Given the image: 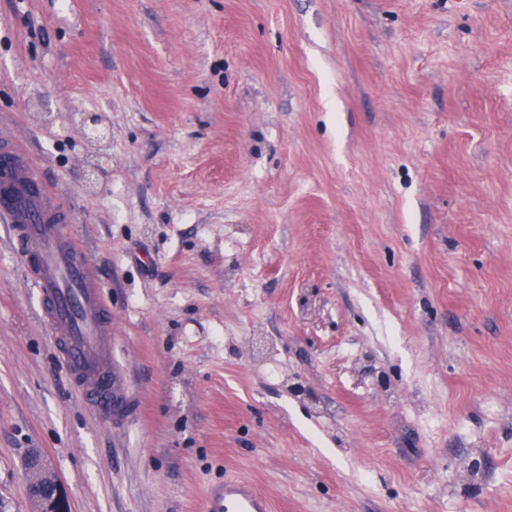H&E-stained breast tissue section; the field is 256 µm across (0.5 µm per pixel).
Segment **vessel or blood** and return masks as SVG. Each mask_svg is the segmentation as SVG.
Here are the masks:
<instances>
[{
    "instance_id": "vessel-or-blood-1",
    "label": "vessel or blood",
    "mask_w": 512,
    "mask_h": 512,
    "mask_svg": "<svg viewBox=\"0 0 512 512\" xmlns=\"http://www.w3.org/2000/svg\"><path fill=\"white\" fill-rule=\"evenodd\" d=\"M0 161L13 169L9 187H0V218L36 290L39 317L84 400L107 420L120 419L124 380L113 362L112 312L87 250L67 230L71 214L27 154L5 136ZM208 512H268V505L230 479L212 495Z\"/></svg>"
}]
</instances>
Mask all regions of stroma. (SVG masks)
Returning <instances> with one entry per match:
<instances>
[{
  "instance_id": "1",
  "label": "stroma",
  "mask_w": 512,
  "mask_h": 512,
  "mask_svg": "<svg viewBox=\"0 0 512 512\" xmlns=\"http://www.w3.org/2000/svg\"><path fill=\"white\" fill-rule=\"evenodd\" d=\"M0 131L73 214L133 403H85L0 229L10 512L32 448L72 512L227 478L512 512V0H0Z\"/></svg>"
}]
</instances>
